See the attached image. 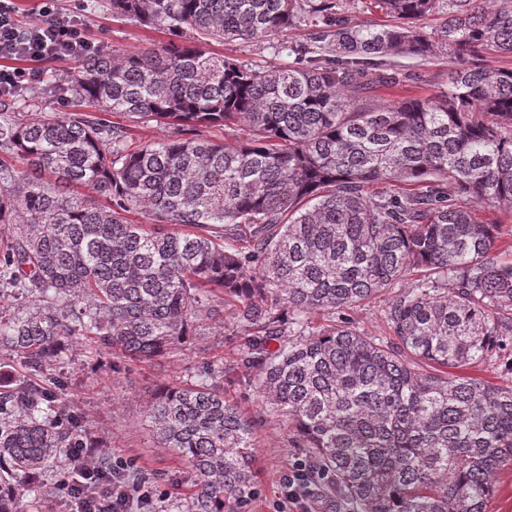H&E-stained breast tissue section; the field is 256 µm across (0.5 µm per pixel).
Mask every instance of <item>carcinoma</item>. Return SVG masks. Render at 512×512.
Segmentation results:
<instances>
[{"label": "carcinoma", "instance_id": "carcinoma-1", "mask_svg": "<svg viewBox=\"0 0 512 512\" xmlns=\"http://www.w3.org/2000/svg\"><path fill=\"white\" fill-rule=\"evenodd\" d=\"M347 2L108 0L172 39L86 59L71 90L93 112L0 108V350L22 370L0 384V512H24L15 479L62 468L87 430L49 373L67 342L147 362L224 327L227 306L248 335L239 362L337 512H488L512 467V384L471 369L512 346V262L469 204L512 210V0H375L393 22L363 27ZM308 25L310 42L283 39ZM275 37L293 58L275 70L197 46ZM439 53L448 91L373 101L410 81L396 59ZM152 123L242 138L132 147L130 125ZM411 272L392 341L336 320ZM226 381L215 364L144 406L188 469L186 512H248L256 494L255 420Z\"/></svg>", "mask_w": 512, "mask_h": 512}]
</instances>
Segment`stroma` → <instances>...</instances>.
<instances>
[{"instance_id": "stroma-1", "label": "stroma", "mask_w": 512, "mask_h": 512, "mask_svg": "<svg viewBox=\"0 0 512 512\" xmlns=\"http://www.w3.org/2000/svg\"><path fill=\"white\" fill-rule=\"evenodd\" d=\"M86 26V36L98 48L114 54H127L154 49L166 44L167 30L150 28L113 17L104 0H79ZM203 51L227 58L246 61L268 68L288 65V57L278 55L271 41L202 43ZM403 69L415 78L406 87L383 88L380 98L433 97L448 88V71L452 66L447 57L438 55L426 61L401 59ZM79 68L70 60L51 61L43 65L36 88L15 99L13 110L20 121H31L43 113H66L78 105L68 86L70 76ZM414 276H406L394 288L388 289L350 310L348 317L361 333L390 340L392 330L386 310L393 299L414 285ZM244 336H222L212 333L197 337L194 342L154 363H139L109 355L88 353L82 346L69 347L68 360L61 365L60 375L67 383L70 399L82 410L86 424L100 448L110 458L134 463L136 470L156 479L166 473L183 477V461L167 449L157 447L142 422L141 403L148 393L165 383H179L197 374L204 363L224 359L232 363ZM226 398L237 402L245 411L257 413L261 421L256 429L257 497L251 512H278L284 498L281 477L293 463L300 461V449L291 447L281 421L261 412L258 394L248 381L225 383Z\"/></svg>"}]
</instances>
